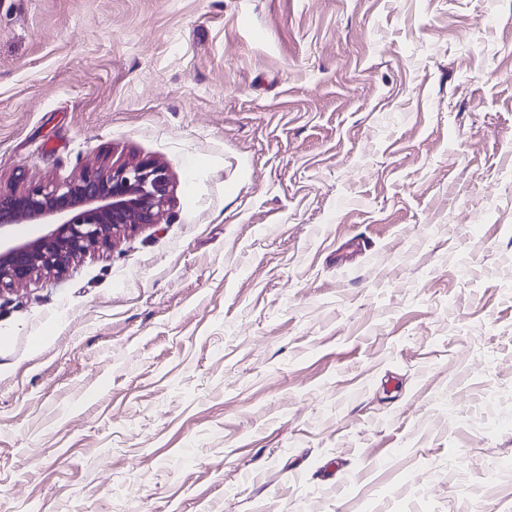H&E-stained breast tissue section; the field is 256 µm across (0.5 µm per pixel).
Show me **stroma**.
Returning <instances> with one entry per match:
<instances>
[{
  "label": "stroma",
  "mask_w": 512,
  "mask_h": 512,
  "mask_svg": "<svg viewBox=\"0 0 512 512\" xmlns=\"http://www.w3.org/2000/svg\"><path fill=\"white\" fill-rule=\"evenodd\" d=\"M142 158L0 306V512H512L507 0H0V185Z\"/></svg>",
  "instance_id": "obj_1"
}]
</instances>
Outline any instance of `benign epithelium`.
<instances>
[{"label":"benign epithelium","instance_id":"benign-epithelium-1","mask_svg":"<svg viewBox=\"0 0 512 512\" xmlns=\"http://www.w3.org/2000/svg\"><path fill=\"white\" fill-rule=\"evenodd\" d=\"M170 199L166 168L152 159L87 167L78 178L0 188V297L41 275H60L117 235L159 223ZM21 222L38 235L16 234Z\"/></svg>","mask_w":512,"mask_h":512}]
</instances>
